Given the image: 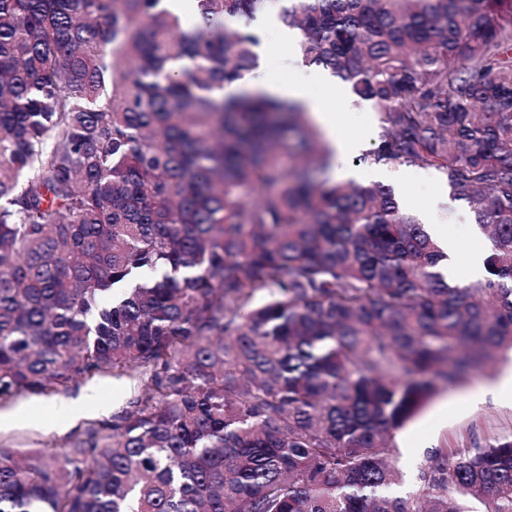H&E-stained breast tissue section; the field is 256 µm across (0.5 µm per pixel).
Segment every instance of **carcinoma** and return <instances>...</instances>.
Instances as JSON below:
<instances>
[{"label":"carcinoma","mask_w":512,"mask_h":512,"mask_svg":"<svg viewBox=\"0 0 512 512\" xmlns=\"http://www.w3.org/2000/svg\"><path fill=\"white\" fill-rule=\"evenodd\" d=\"M0 0V398L106 366L134 408L57 456L0 447V512H512V438L394 434L512 351V0ZM276 9L378 114L358 162L435 171L490 241L447 255L328 176L308 110L226 95Z\"/></svg>","instance_id":"carcinoma-1"}]
</instances>
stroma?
I'll return each instance as SVG.
<instances>
[{"label": "stroma", "instance_id": "stroma-1", "mask_svg": "<svg viewBox=\"0 0 512 512\" xmlns=\"http://www.w3.org/2000/svg\"><path fill=\"white\" fill-rule=\"evenodd\" d=\"M507 364L512 365V355L464 385L439 393L397 430L392 461L402 475L396 487L399 494L416 489L419 471L432 449L447 445L464 451L478 443L512 437L511 405L489 401L472 407L466 402L471 391L494 382ZM86 392L93 393L95 400L80 418L71 420L57 411L60 400ZM146 395L145 378H131L122 370L107 367L40 394L0 399V446L65 453L88 428L111 422L131 401Z\"/></svg>", "mask_w": 512, "mask_h": 512}]
</instances>
